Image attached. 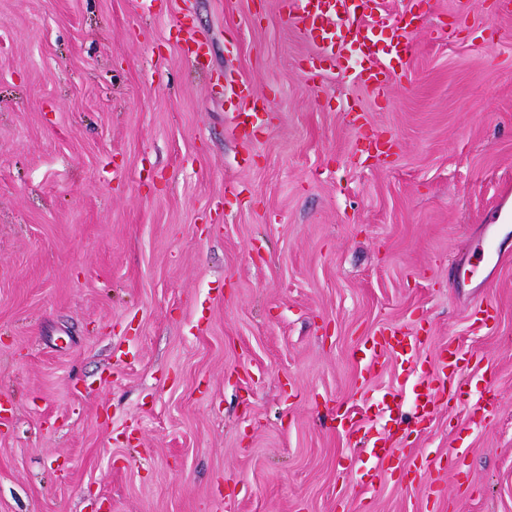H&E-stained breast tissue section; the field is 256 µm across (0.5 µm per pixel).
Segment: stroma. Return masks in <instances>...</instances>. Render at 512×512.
I'll list each match as a JSON object with an SVG mask.
<instances>
[{
	"label": "stroma",
	"instance_id": "stroma-1",
	"mask_svg": "<svg viewBox=\"0 0 512 512\" xmlns=\"http://www.w3.org/2000/svg\"><path fill=\"white\" fill-rule=\"evenodd\" d=\"M380 3L422 22L377 100L306 79L278 0H0V512H512V14ZM393 330L408 361H356ZM236 96L240 100V107L234 117L233 130L237 135L251 139L263 128L262 116L266 112H262L263 105L259 107L260 100L249 84L243 83L239 86Z\"/></svg>",
	"mask_w": 512,
	"mask_h": 512
}]
</instances>
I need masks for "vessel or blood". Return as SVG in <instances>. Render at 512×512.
Instances as JSON below:
<instances>
[{
    "instance_id": "obj_1",
    "label": "vessel or blood",
    "mask_w": 512,
    "mask_h": 512,
    "mask_svg": "<svg viewBox=\"0 0 512 512\" xmlns=\"http://www.w3.org/2000/svg\"><path fill=\"white\" fill-rule=\"evenodd\" d=\"M279 7L314 45L307 56L310 72L334 69L344 51H354L362 59L357 80L377 94H386L390 74L380 67L379 58L408 54L410 25L393 24L389 41L384 44L377 37L374 24L365 15L356 13L352 0H280ZM237 96L240 107L234 117L233 130L249 139L263 127L262 109L249 84L239 86ZM414 343L413 336L393 332L373 347L362 348L361 353L378 356L391 352L401 358Z\"/></svg>"
}]
</instances>
